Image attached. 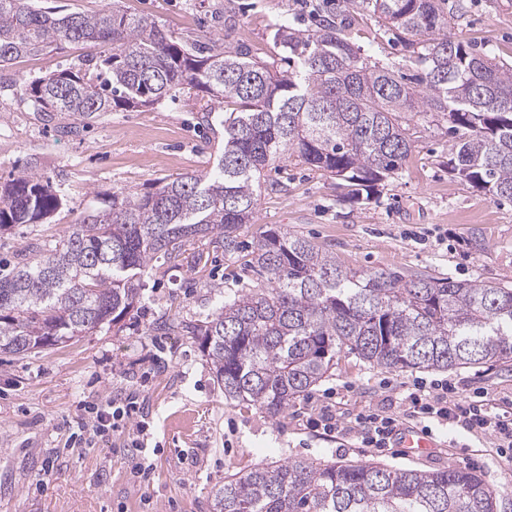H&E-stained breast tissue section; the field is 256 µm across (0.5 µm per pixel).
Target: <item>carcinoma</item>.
Here are the masks:
<instances>
[{
  "instance_id": "1",
  "label": "carcinoma",
  "mask_w": 512,
  "mask_h": 512,
  "mask_svg": "<svg viewBox=\"0 0 512 512\" xmlns=\"http://www.w3.org/2000/svg\"><path fill=\"white\" fill-rule=\"evenodd\" d=\"M37 0H0V67L65 44L96 55L19 86L39 112L72 117L69 132L107 112L179 92L224 99L215 167L155 182L68 226L45 254L0 262V352L22 357L120 323L152 263L197 243L233 257L252 223L263 171L306 165L363 193L415 151L414 119L454 133L448 171L512 200V65L448 38L459 0H342L300 33L277 25L285 69L247 48L182 44L112 3L59 15ZM356 7L401 43V61L371 60L348 33ZM61 197L22 170L0 185V231L52 217ZM245 265L266 284L238 288L192 327L224 398L276 416L323 381L342 353L389 369L512 366V286L405 279L353 269L311 240L269 228ZM213 512H498V492L466 469L292 461L232 475Z\"/></svg>"
}]
</instances>
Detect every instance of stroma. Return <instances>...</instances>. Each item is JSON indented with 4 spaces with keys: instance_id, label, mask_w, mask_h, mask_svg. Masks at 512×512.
Listing matches in <instances>:
<instances>
[{
    "instance_id": "1",
    "label": "stroma",
    "mask_w": 512,
    "mask_h": 512,
    "mask_svg": "<svg viewBox=\"0 0 512 512\" xmlns=\"http://www.w3.org/2000/svg\"><path fill=\"white\" fill-rule=\"evenodd\" d=\"M122 4L155 20L177 41H225L268 63L285 55L274 40L275 24L304 30L329 7L327 0ZM229 15L236 25L228 32ZM448 35L511 65L512 0H462ZM352 41L377 61L401 55L370 18L355 20ZM86 53L84 45L72 44L0 70V182L25 168L48 180L65 202L45 223L19 224L0 234V258L53 247L68 225L107 207L114 191L144 192L154 181L209 168L224 143L221 125L197 124L201 110L223 115V100L187 93L110 112L78 133H64L69 117L36 112L14 79H38L77 64ZM415 131L417 147L406 166L362 203L350 200L339 180L308 167L265 170L271 187L244 226L242 241L251 244L273 227L332 250L356 269L512 283V201L491 199L449 174L445 126L421 121ZM475 232L485 238L484 251L467 244ZM260 281L222 251H210L201 266L188 252L149 270L140 303L120 324L22 358L0 354V512H212L213 494L226 477L288 461L464 468L497 490L504 512H512V462L498 456L494 439L475 442L440 426L442 447L409 456L397 448H363L309 424L324 411L346 418L367 407L405 416V397L418 379L448 378L461 392L478 388L499 403L512 399L511 367L399 371L343 354L327 378L278 416L225 400L191 328L228 290ZM132 390L147 426L151 471L145 480L136 475L139 459L127 452L131 435L124 421L101 437L78 428L84 407L107 398L123 406Z\"/></svg>"
}]
</instances>
